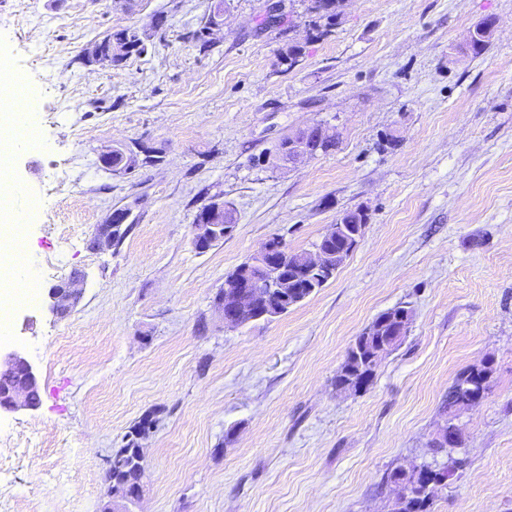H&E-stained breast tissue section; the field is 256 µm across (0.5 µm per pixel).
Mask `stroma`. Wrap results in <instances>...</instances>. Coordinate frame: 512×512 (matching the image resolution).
<instances>
[{"label": "stroma", "instance_id": "1", "mask_svg": "<svg viewBox=\"0 0 512 512\" xmlns=\"http://www.w3.org/2000/svg\"><path fill=\"white\" fill-rule=\"evenodd\" d=\"M0 0V65L37 108L38 146L9 172L7 215L39 205L25 260L41 288L84 276L67 316L13 306L0 346L38 371L37 409L0 415L7 512H101L114 448L145 417L134 512H391L392 468L461 460L434 512H512V0H344L308 39L304 0ZM208 46L191 34L214 12ZM482 55L458 51L486 16ZM145 32L120 66L84 63L108 32ZM302 53L281 64L288 45ZM325 123L336 147L282 169L279 139ZM143 144L128 174L101 153ZM223 199L236 224L205 252L197 212ZM129 209L108 252L96 228ZM365 234L334 277L272 320L225 326V275L271 237L309 252L350 210ZM413 311L370 385L336 370L381 312ZM490 368L464 441L434 454L448 389Z\"/></svg>", "mask_w": 512, "mask_h": 512}]
</instances>
